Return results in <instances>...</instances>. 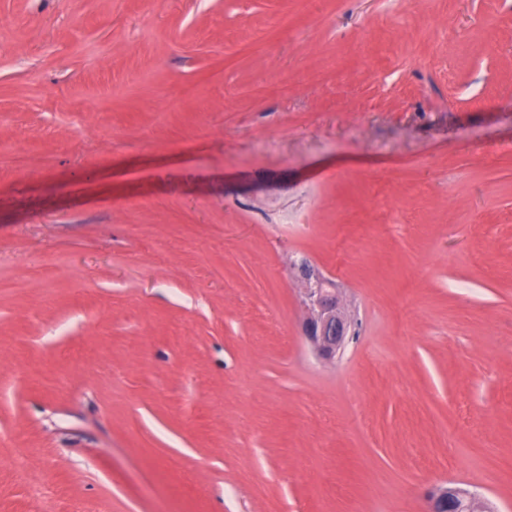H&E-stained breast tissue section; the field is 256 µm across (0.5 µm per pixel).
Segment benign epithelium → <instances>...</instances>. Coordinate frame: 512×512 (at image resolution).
<instances>
[{
  "instance_id": "7a95c632",
  "label": "benign epithelium",
  "mask_w": 512,
  "mask_h": 512,
  "mask_svg": "<svg viewBox=\"0 0 512 512\" xmlns=\"http://www.w3.org/2000/svg\"><path fill=\"white\" fill-rule=\"evenodd\" d=\"M298 273L304 337L320 357L333 359L344 349L352 322L333 280L306 261L298 266ZM477 501L478 498L463 487L440 486L429 492L427 512H455V507L470 506Z\"/></svg>"
}]
</instances>
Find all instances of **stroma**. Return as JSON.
Wrapping results in <instances>:
<instances>
[{"mask_svg": "<svg viewBox=\"0 0 512 512\" xmlns=\"http://www.w3.org/2000/svg\"><path fill=\"white\" fill-rule=\"evenodd\" d=\"M1 144L0 512H512V0H0ZM298 273L304 337L320 357L333 359L344 349L352 322L333 280L307 261L301 262ZM427 512H453L460 510L454 508L466 504L470 506L479 499L469 490L459 486H440L431 490L428 494Z\"/></svg>", "mask_w": 512, "mask_h": 512, "instance_id": "stroma-1", "label": "stroma"}]
</instances>
